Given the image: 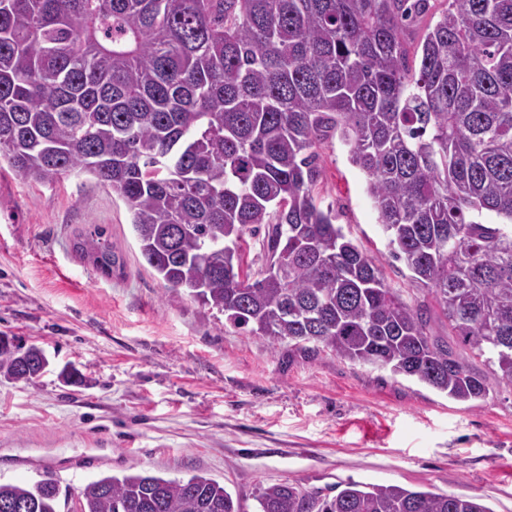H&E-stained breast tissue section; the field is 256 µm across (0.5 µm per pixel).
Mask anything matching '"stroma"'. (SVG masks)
<instances>
[{
	"mask_svg": "<svg viewBox=\"0 0 512 512\" xmlns=\"http://www.w3.org/2000/svg\"><path fill=\"white\" fill-rule=\"evenodd\" d=\"M315 194L344 234L412 306L427 303L388 241L336 134L318 142ZM131 213L89 175L26 182L0 159V335L41 347L49 369L0 380V482L52 474L72 497L105 475L202 474L244 512L288 481L321 495L340 482L400 485L512 512V385L469 357L488 396L458 402L416 379L323 351L270 345L143 259ZM103 227L117 256L104 274L73 248ZM71 366L81 383H63Z\"/></svg>",
	"mask_w": 512,
	"mask_h": 512,
	"instance_id": "obj_1",
	"label": "stroma"
}]
</instances>
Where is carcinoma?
Masks as SVG:
<instances>
[{
    "label": "carcinoma",
    "instance_id": "obj_1",
    "mask_svg": "<svg viewBox=\"0 0 512 512\" xmlns=\"http://www.w3.org/2000/svg\"><path fill=\"white\" fill-rule=\"evenodd\" d=\"M439 1L411 45L408 28ZM329 130L366 175L393 257L512 384V0H0V158L16 176L111 186L154 275L237 328L485 399L484 380L428 335V309L386 284L316 202L314 148ZM103 234L73 247L110 275ZM247 234L262 237L253 281L241 274ZM45 367L0 340V378L29 383ZM80 497V512H241L201 475L103 476ZM256 501L257 512H492L357 482L332 497L273 483ZM13 506L60 512L58 481L0 483V512Z\"/></svg>",
    "mask_w": 512,
    "mask_h": 512
}]
</instances>
